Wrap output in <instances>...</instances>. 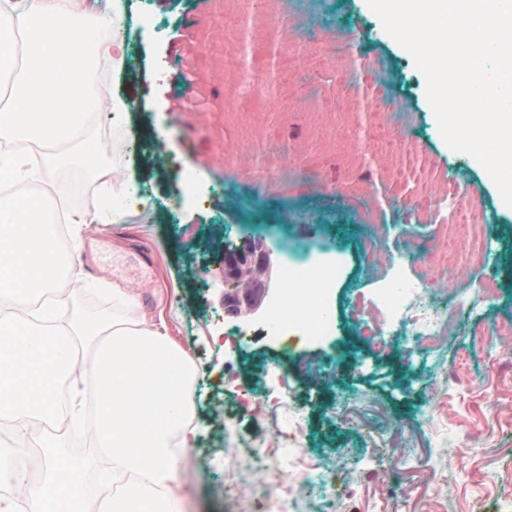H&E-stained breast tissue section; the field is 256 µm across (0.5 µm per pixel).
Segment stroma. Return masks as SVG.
<instances>
[{
  "instance_id": "obj_1",
  "label": "stroma",
  "mask_w": 512,
  "mask_h": 512,
  "mask_svg": "<svg viewBox=\"0 0 512 512\" xmlns=\"http://www.w3.org/2000/svg\"><path fill=\"white\" fill-rule=\"evenodd\" d=\"M289 25L299 27L292 46L272 48L276 97L265 114L264 137L254 134L258 96L226 101L222 63L225 40L237 34V17L224 0H125L122 27L112 40L126 51L124 68L108 86L131 105L129 131L116 133L99 110L94 125L107 144L102 165L135 176L139 205L104 215L83 228L80 257L93 260L106 284L89 294L69 283L58 292L70 310L111 312L112 283L146 279L137 262L145 246L155 262L153 306H139L146 322L160 325L199 367L194 403L199 435L186 455L181 492L190 512H254L248 497L227 499L225 476L267 470L224 444L270 448L280 463L289 457L320 461L344 479L323 512H512V348L490 344L497 321L512 319V208L483 167L444 144L426 99V81L408 52L383 29L366 0H295ZM151 27H143L142 16ZM346 51L326 56L331 44ZM193 80L178 85L180 69ZM284 156L276 181L258 179L269 155ZM439 185L462 189L483 211L492 256L465 274L449 269L447 281L495 291L466 310H448V337L429 362L407 357L399 336L384 355L357 337L354 295L373 297L391 269L404 264L405 239L428 240L446 212L433 218L422 190L424 169ZM205 171L186 202L176 198L185 178ZM325 179L311 191L307 178ZM81 183L59 217L82 211L110 195L90 172L40 170L32 185ZM378 225L382 267L366 268L365 227ZM261 238L280 249L302 242L337 267L329 306L333 335L307 339L265 334L263 311L239 316L224 311V245ZM270 365L288 373V409L255 417L225 394L233 376L263 399L261 373ZM328 369L325 382L308 381ZM67 456L87 462V482L98 498L112 485V464L90 438L70 425L57 431ZM422 469L398 484L406 459Z\"/></svg>"
}]
</instances>
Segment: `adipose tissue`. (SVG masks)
<instances>
[{
  "label": "adipose tissue",
  "instance_id": "ef3b65f1",
  "mask_svg": "<svg viewBox=\"0 0 512 512\" xmlns=\"http://www.w3.org/2000/svg\"><path fill=\"white\" fill-rule=\"evenodd\" d=\"M87 14L67 0H0V140L26 148L0 155V428L27 435L35 423L65 419L88 430L112 462L119 494L103 498L99 512H182L181 464L198 435L189 389L195 362L160 329L133 319L137 297L113 288L119 320L107 313L67 314L54 290L62 280L81 285L72 254L83 248L81 229L96 207L70 219L60 239L52 207L61 194H13L34 156L56 165L76 163L107 181L99 166L89 120L99 106L124 130L131 105L103 90L97 60L113 57ZM94 401L97 419L84 408ZM38 481L0 464V484L22 486L21 500L0 496V512H85L84 464L57 451L48 436Z\"/></svg>",
  "mask_w": 512,
  "mask_h": 512
}]
</instances>
